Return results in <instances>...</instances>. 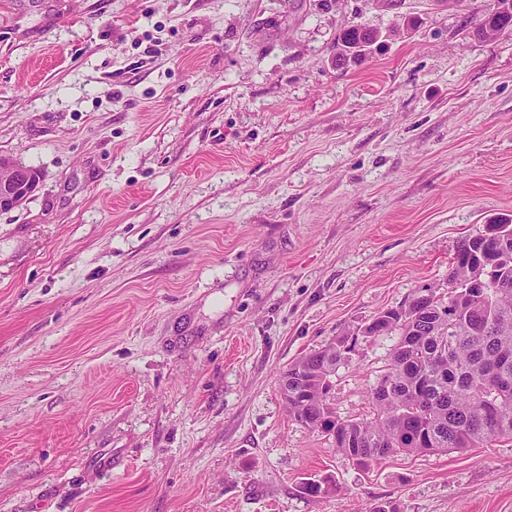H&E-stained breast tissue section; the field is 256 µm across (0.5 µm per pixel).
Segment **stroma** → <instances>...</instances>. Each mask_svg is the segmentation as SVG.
<instances>
[{"label": "stroma", "instance_id": "1", "mask_svg": "<svg viewBox=\"0 0 512 512\" xmlns=\"http://www.w3.org/2000/svg\"><path fill=\"white\" fill-rule=\"evenodd\" d=\"M382 36L340 67L338 32ZM0 512H512V438L371 467L290 417L347 337L339 419L512 219V32L454 0H0ZM330 480L312 497L303 485ZM6 167L14 174V178L12 181L0 182L1 212L16 208L25 198L32 196L37 191L39 182L31 181L28 175L34 180L40 178L37 170L29 168L28 174V169L15 162Z\"/></svg>", "mask_w": 512, "mask_h": 512}]
</instances>
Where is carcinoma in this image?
Here are the masks:
<instances>
[{"label":"carcinoma","mask_w":512,"mask_h":512,"mask_svg":"<svg viewBox=\"0 0 512 512\" xmlns=\"http://www.w3.org/2000/svg\"><path fill=\"white\" fill-rule=\"evenodd\" d=\"M472 31L490 25L501 33L512 28V0H497L487 15L473 11ZM377 33L352 26L336 38V57L346 48L359 53L376 42ZM476 277L477 284L463 287ZM442 299L428 289L407 304L379 312L367 333L398 336L385 372L369 392L370 418L341 420L327 395L330 377L351 350L342 338L288 368L283 397L296 421L332 436L336 450L360 467L396 453H436L493 445L512 437V223L466 240L448 272Z\"/></svg>","instance_id":"cac0c4a2"}]
</instances>
